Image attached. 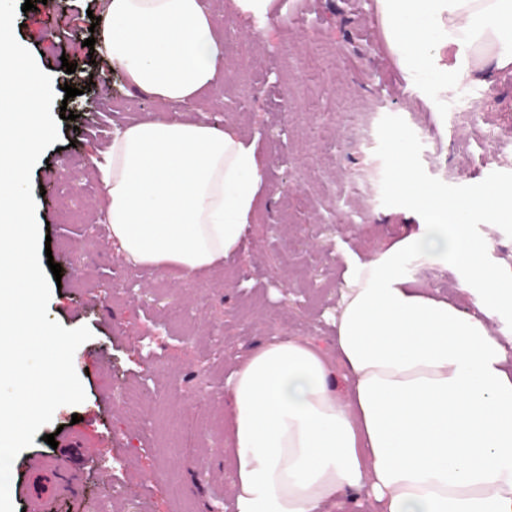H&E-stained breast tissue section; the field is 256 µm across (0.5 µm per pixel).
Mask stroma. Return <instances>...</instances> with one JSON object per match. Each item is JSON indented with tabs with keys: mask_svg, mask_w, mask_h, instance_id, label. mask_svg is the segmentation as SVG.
<instances>
[{
	"mask_svg": "<svg viewBox=\"0 0 512 512\" xmlns=\"http://www.w3.org/2000/svg\"><path fill=\"white\" fill-rule=\"evenodd\" d=\"M207 7L227 74L190 109L134 96L121 72L90 58L84 42L100 0H42L15 16L17 41L50 76L57 99L68 84L78 88V104L92 106L59 120L57 147L31 172L32 186L44 188L36 220L49 226L62 267L49 316L92 333L73 357L84 401L57 408L32 448L51 453L45 435L77 415L86 439L104 451L84 471L83 499L49 512H86L89 502L97 512H236L226 380L272 336L334 346L345 274L417 228L416 203L397 190L396 153L416 187L451 198L512 189V73L487 88L459 81L443 103L407 82L373 0H274L261 38L253 22L225 14L224 0ZM67 61L75 72H66ZM172 116L256 137L265 179L278 192L260 207L242 249L195 278L119 257L94 167L109 148L96 118L126 126ZM264 124L273 134L257 137ZM327 223L335 232L324 231ZM469 227L490 245L486 262L512 280V224ZM269 270L289 293L268 281ZM412 278L423 293L466 302L455 267L417 266Z\"/></svg>",
	"mask_w": 512,
	"mask_h": 512,
	"instance_id": "1",
	"label": "stroma"
}]
</instances>
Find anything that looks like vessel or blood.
<instances>
[{"label": "vessel or blood", "instance_id": "vessel-or-blood-1", "mask_svg": "<svg viewBox=\"0 0 512 512\" xmlns=\"http://www.w3.org/2000/svg\"><path fill=\"white\" fill-rule=\"evenodd\" d=\"M97 453L77 429L60 436L55 453H28L22 460L23 480L17 487L27 512H46L48 503L77 496L82 487V468Z\"/></svg>", "mask_w": 512, "mask_h": 512}]
</instances>
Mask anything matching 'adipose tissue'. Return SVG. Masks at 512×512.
I'll use <instances>...</instances> for the list:
<instances>
[{
	"label": "adipose tissue",
	"mask_w": 512,
	"mask_h": 512,
	"mask_svg": "<svg viewBox=\"0 0 512 512\" xmlns=\"http://www.w3.org/2000/svg\"><path fill=\"white\" fill-rule=\"evenodd\" d=\"M104 54L167 107L198 101L224 66L203 0H104ZM406 79L447 95L512 70V0H375ZM112 242L131 263L184 277L236 253L270 193L256 139L180 119L117 130L99 167ZM420 224L356 265L333 350L260 343L228 379L236 512H324L367 489L376 512H512V336L489 321L512 283L484 261L468 217L512 223V191L417 193ZM453 264L471 306L411 288L405 259ZM342 375H335V368Z\"/></svg>",
	"instance_id": "obj_1"
}]
</instances>
